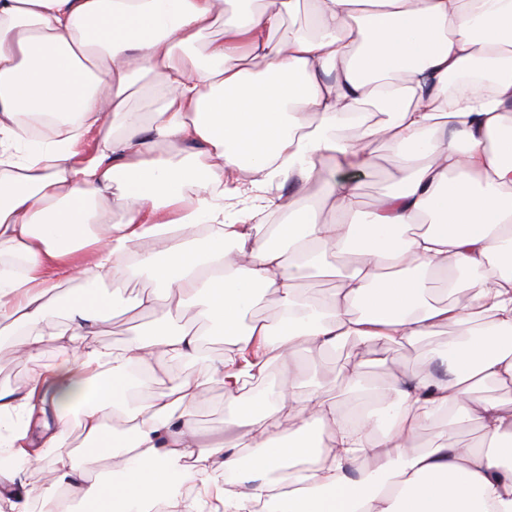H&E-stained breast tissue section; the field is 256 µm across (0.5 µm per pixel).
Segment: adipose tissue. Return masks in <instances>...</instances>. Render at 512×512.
<instances>
[{
	"label": "adipose tissue",
	"mask_w": 512,
	"mask_h": 512,
	"mask_svg": "<svg viewBox=\"0 0 512 512\" xmlns=\"http://www.w3.org/2000/svg\"><path fill=\"white\" fill-rule=\"evenodd\" d=\"M233 2L0 0V335L33 360L59 289L123 266L155 284L136 309L170 305L161 332L112 348L94 342L111 304L72 305L60 362L0 388V500L70 512L62 493L75 487L89 512H512V0H308L307 33L286 29L301 0ZM139 77L159 100L149 113L131 106ZM456 78L466 84L449 93ZM370 96L383 120L343 140ZM380 143L409 175L363 212L350 175ZM323 163L344 177L305 196ZM328 205L356 223L323 221ZM271 208L294 215L272 239L259 224ZM462 272L468 303L439 298L434 280L454 289ZM313 275L338 285L310 299L300 282ZM262 290L276 322L241 324ZM452 323L465 330L434 353L441 373L384 392L350 360L361 409L294 389L300 348L410 344ZM208 336L235 354L207 358ZM172 359L195 377L150 394L148 374ZM273 361L277 396L242 409L240 392ZM214 382L241 432L228 447L203 443L192 420ZM375 400L382 432L363 409ZM434 420L443 436L418 447ZM461 421L479 445H460ZM73 425L129 434L126 476L72 468ZM312 427L321 449L305 440ZM50 450L58 476L33 489L13 463ZM189 483L208 498L184 493Z\"/></svg>",
	"instance_id": "adipose-tissue-1"
}]
</instances>
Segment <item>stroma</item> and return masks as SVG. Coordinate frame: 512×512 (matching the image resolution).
<instances>
[{"label": "stroma", "mask_w": 512, "mask_h": 512, "mask_svg": "<svg viewBox=\"0 0 512 512\" xmlns=\"http://www.w3.org/2000/svg\"><path fill=\"white\" fill-rule=\"evenodd\" d=\"M354 179L360 186V207L367 210L377 204L381 192L399 186L404 174L399 170L391 151L382 147L376 153L374 165L355 173ZM148 286V281L140 278L133 270L125 268L110 270L98 284L94 285V293L112 300V319L96 336V344L119 346L131 341L134 334L157 327L158 313L150 312L135 316L126 310L127 304ZM70 303L69 293L61 292L53 313L42 322L39 331L46 335L47 341L35 364L26 365L18 362L9 344L0 342V387H21L37 372L39 366L58 363L56 343L50 339L49 334L65 328V313ZM458 332L457 326L445 325L437 328L432 336L416 344L396 345L376 341L361 347L352 340L347 342L336 356L328 358L318 371L301 369L297 384L304 390L318 387L326 396L336 399L339 405L346 406L350 404L351 399L346 392L347 383L340 375V368L355 351H362L364 355L362 375L365 381L383 385L391 382L395 373L399 371L410 375L427 372L429 366L424 358L426 350L446 344L448 339L456 336ZM193 418L204 443L219 440L228 442L235 437L233 431L224 427V387L221 384H211L198 396ZM67 444L73 450L70 463L74 467L105 471L117 476L128 468V462L121 454L102 453L99 441L86 439L80 430L76 429L69 433Z\"/></svg>", "instance_id": "obj_1"}]
</instances>
